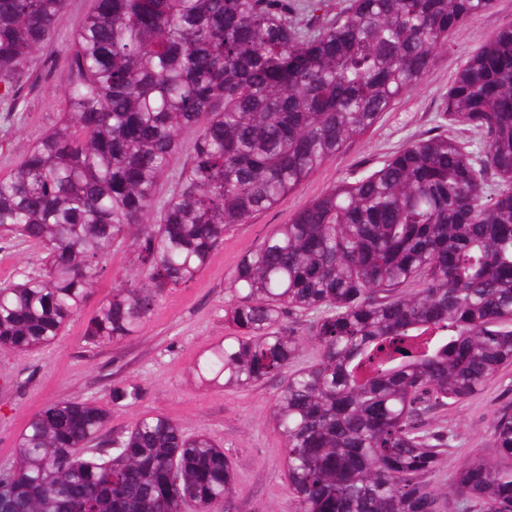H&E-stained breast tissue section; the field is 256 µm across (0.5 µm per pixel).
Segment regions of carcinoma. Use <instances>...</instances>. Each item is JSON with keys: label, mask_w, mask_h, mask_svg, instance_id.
Here are the masks:
<instances>
[{"label": "carcinoma", "mask_w": 512, "mask_h": 512, "mask_svg": "<svg viewBox=\"0 0 512 512\" xmlns=\"http://www.w3.org/2000/svg\"><path fill=\"white\" fill-rule=\"evenodd\" d=\"M493 4L353 0L302 27L292 16L324 0H94L63 76L68 112L0 178V229L46 253L43 273L0 285V351L53 343L127 240L137 283L112 288L84 338L136 333L205 270L225 230L373 127L449 33ZM64 9L0 0L9 104ZM442 112L480 134L483 164L446 134L420 138L274 226L231 274L224 341L194 365L226 388L280 379L272 417L294 512H444L430 476L448 442L429 421L512 363V23L458 70ZM311 312L320 357L296 369L300 338L284 322ZM110 418L71 399L31 416L0 477V512H234L222 446L149 412L108 439ZM491 435L511 460L512 405ZM450 492L467 512H512V468L476 455Z\"/></svg>", "instance_id": "1"}]
</instances>
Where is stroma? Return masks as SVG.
Listing matches in <instances>:
<instances>
[{
	"mask_svg": "<svg viewBox=\"0 0 512 512\" xmlns=\"http://www.w3.org/2000/svg\"><path fill=\"white\" fill-rule=\"evenodd\" d=\"M92 7L93 0H66L63 22L18 78L22 90L15 108L0 106V178L66 112L62 76L74 34ZM510 23L512 0H495L491 9L449 34L418 85L369 131L270 209L228 228L206 270L188 287L166 292L138 332L117 344L91 346L84 339L88 318L113 286L132 280L137 268L128 244L114 246L93 294L62 336L31 354L0 352V475L12 468L15 445L31 415L62 399H95L112 407L107 436L122 434L143 413L153 412L176 421L187 435L203 433L222 445L237 475V512H293L284 441L272 422L278 381L237 389L201 381L193 373L197 359L227 332L224 311L234 301L231 273L275 225L290 222L311 200L340 183L379 169L410 142L445 133L478 147V135L449 125L442 101L457 70ZM44 258L42 248L0 239V283L22 272L41 273ZM125 385L139 386L141 400L113 404V388ZM509 403L512 363L469 398L435 414L432 426L447 433L448 452L431 483L443 495L446 512H460L457 498L449 493L454 472L476 454L496 461L491 424Z\"/></svg>",
	"mask_w": 512,
	"mask_h": 512,
	"instance_id": "stroma-1",
	"label": "stroma"
}]
</instances>
